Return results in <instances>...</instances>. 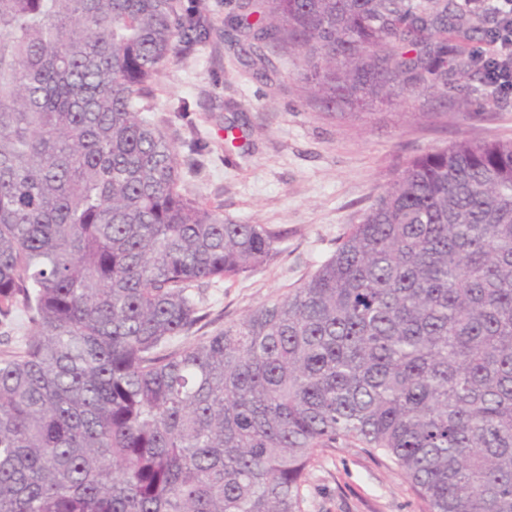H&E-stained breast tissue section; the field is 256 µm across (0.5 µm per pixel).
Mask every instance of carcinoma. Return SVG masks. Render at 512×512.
I'll list each match as a JSON object with an SVG mask.
<instances>
[{
  "mask_svg": "<svg viewBox=\"0 0 512 512\" xmlns=\"http://www.w3.org/2000/svg\"><path fill=\"white\" fill-rule=\"evenodd\" d=\"M454 0H261L224 42L299 51L327 106L469 63ZM175 0H0V512H304L319 448L404 472L424 512H512V139L410 158L299 287L201 341L195 288L278 233L200 205L149 115L210 36Z\"/></svg>",
  "mask_w": 512,
  "mask_h": 512,
  "instance_id": "carcinoma-1",
  "label": "carcinoma"
}]
</instances>
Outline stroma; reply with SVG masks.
Returning <instances> with one entry per match:
<instances>
[{
    "label": "stroma",
    "mask_w": 512,
    "mask_h": 512,
    "mask_svg": "<svg viewBox=\"0 0 512 512\" xmlns=\"http://www.w3.org/2000/svg\"><path fill=\"white\" fill-rule=\"evenodd\" d=\"M181 2L195 5L214 30L154 86L153 117L177 148L182 185L204 206L281 235L278 255L262 269L198 289L207 318L190 340L300 285L408 158L461 139L512 138V99H487L476 71L449 72L442 96L420 91L325 116L303 92L296 49L272 54L277 74L266 83L225 46L219 33L240 0ZM232 120L228 147L223 126ZM422 510L408 479L382 455L341 445L316 451L305 512Z\"/></svg>",
    "instance_id": "obj_1"
}]
</instances>
